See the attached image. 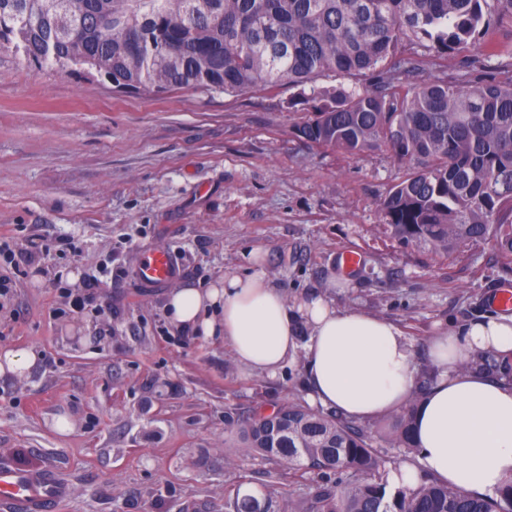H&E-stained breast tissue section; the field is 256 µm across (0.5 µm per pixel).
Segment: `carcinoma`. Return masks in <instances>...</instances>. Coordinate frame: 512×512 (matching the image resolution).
Here are the masks:
<instances>
[{"label":"carcinoma","mask_w":512,"mask_h":512,"mask_svg":"<svg viewBox=\"0 0 512 512\" xmlns=\"http://www.w3.org/2000/svg\"><path fill=\"white\" fill-rule=\"evenodd\" d=\"M512 29V0H0V48L59 69L97 74L124 91L159 97L193 87L221 93L312 86L307 143L350 155L386 151L407 166L382 203L390 236L446 259L493 245L512 271V75L490 27ZM479 45V82L443 73L421 84L419 48L437 57ZM369 77L361 91L315 87L330 74ZM464 369L512 384V359L480 350ZM435 374L424 375L383 438L416 449L412 414ZM243 447L320 476L278 512H512V480L497 498L432 477L392 491L379 475L375 438L338 411L298 400L247 417L225 414Z\"/></svg>","instance_id":"obj_1"}]
</instances>
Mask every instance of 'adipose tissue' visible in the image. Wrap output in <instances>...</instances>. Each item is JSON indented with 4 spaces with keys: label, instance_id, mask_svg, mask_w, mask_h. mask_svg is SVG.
<instances>
[{
    "label": "adipose tissue",
    "instance_id": "obj_1",
    "mask_svg": "<svg viewBox=\"0 0 512 512\" xmlns=\"http://www.w3.org/2000/svg\"><path fill=\"white\" fill-rule=\"evenodd\" d=\"M166 317L179 332L227 343L245 371L269 377L301 357L311 402L360 421L404 406L416 385L414 350L392 322L338 309L318 293L288 305L260 264L207 288L170 289ZM310 338L298 344V324ZM474 350H512V314L497 313L432 337L436 378L417 406V461L390 471V487L415 488L419 472L468 493L493 497L512 479V385L463 370Z\"/></svg>",
    "mask_w": 512,
    "mask_h": 512
}]
</instances>
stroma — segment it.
<instances>
[{
  "mask_svg": "<svg viewBox=\"0 0 512 512\" xmlns=\"http://www.w3.org/2000/svg\"><path fill=\"white\" fill-rule=\"evenodd\" d=\"M443 71L474 81L485 68L473 49L428 56L422 76ZM299 98L260 87L150 98L0 50V348L42 354L28 380H0V464L51 469L71 488L61 512H233L247 487L266 512L312 480L237 447L224 425L229 412L305 400L301 360L269 378L223 342L175 331L167 286L135 278L149 249L175 255L177 284L196 288L259 253L288 301L326 290L337 308L394 323L422 371L439 329L497 312L512 271L490 247L440 261L398 245L382 201L403 165L306 144ZM349 252L361 257L351 270ZM335 272L350 286L329 288Z\"/></svg>",
  "mask_w": 512,
  "mask_h": 512,
  "instance_id": "stroma-1",
  "label": "stroma"
}]
</instances>
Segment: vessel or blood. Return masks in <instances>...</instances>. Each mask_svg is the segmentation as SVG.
Returning a JSON list of instances; mask_svg holds the SVG:
<instances>
[{
	"label": "vessel or blood",
	"instance_id": "vessel-or-blood-1",
	"mask_svg": "<svg viewBox=\"0 0 512 512\" xmlns=\"http://www.w3.org/2000/svg\"><path fill=\"white\" fill-rule=\"evenodd\" d=\"M177 263L165 249L144 253L136 269L138 280L147 286L170 282ZM65 484L51 471L0 467V512H57L66 497Z\"/></svg>",
	"mask_w": 512,
	"mask_h": 512
}]
</instances>
